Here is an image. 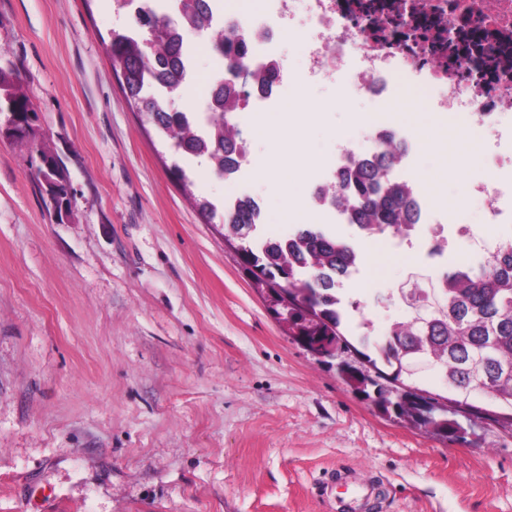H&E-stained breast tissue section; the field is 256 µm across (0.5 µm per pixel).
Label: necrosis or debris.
Wrapping results in <instances>:
<instances>
[{
    "instance_id": "1",
    "label": "necrosis or debris",
    "mask_w": 512,
    "mask_h": 512,
    "mask_svg": "<svg viewBox=\"0 0 512 512\" xmlns=\"http://www.w3.org/2000/svg\"><path fill=\"white\" fill-rule=\"evenodd\" d=\"M267 14L243 11L224 0L226 28L244 34L254 63L282 62L284 32L298 30L292 49L296 72L279 76L275 92L256 93L257 111L276 108L308 84L329 81L339 103L365 97L367 152L391 125L393 101L428 99L442 123L431 136L412 132L416 150L434 145L445 124L464 117L474 134L512 107V0H270ZM462 201L449 223H430V245L447 250L449 240L479 242L486 254L495 241L476 239L472 202L482 205L486 224L512 218V131L490 152L487 167L466 174Z\"/></svg>"
}]
</instances>
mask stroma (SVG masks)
Listing matches in <instances>:
<instances>
[{"label":"stroma","instance_id":"obj_1","mask_svg":"<svg viewBox=\"0 0 512 512\" xmlns=\"http://www.w3.org/2000/svg\"><path fill=\"white\" fill-rule=\"evenodd\" d=\"M133 24L119 0H0V60L38 115L29 140L0 139V512H337L321 489L330 472L376 481L368 512H512V424L490 397L459 416L465 439L452 443L383 415L338 371H373L355 321L404 318L409 275L468 265L464 254L326 225L364 264L343 281L351 346L325 358L269 311L222 216L195 205L245 188L261 203V235L293 233L288 199L308 190L300 168L335 140L360 141L353 117L366 103L305 87L278 122L301 118L300 148L240 123L277 181L227 180L199 159L182 188L105 52ZM36 144L70 176L66 223L34 179ZM486 156L485 140L451 136L413 172L453 206Z\"/></svg>","mask_w":512,"mask_h":512}]
</instances>
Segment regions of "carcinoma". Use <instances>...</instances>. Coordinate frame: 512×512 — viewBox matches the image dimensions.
<instances>
[{"instance_id":"obj_1","label":"carcinoma","mask_w":512,"mask_h":512,"mask_svg":"<svg viewBox=\"0 0 512 512\" xmlns=\"http://www.w3.org/2000/svg\"><path fill=\"white\" fill-rule=\"evenodd\" d=\"M176 15L156 5L139 6L136 28L116 33L106 45V54L129 101L168 141L176 156L169 170L187 187L191 180L182 161L205 159L213 172L224 176L239 167L243 157L241 130L231 122L246 102L244 87L234 80L213 88L222 102L221 120L209 138L196 132L200 127L191 112L173 111L165 93L182 89L187 67L186 46L178 30L188 26L209 34L208 48L224 56L227 70L248 65V41L224 29H215V18L223 10L221 0H174ZM250 89L269 92L277 79L273 64L250 70ZM13 116L15 140L23 141L33 131L37 112L23 88L16 69L0 66V113ZM32 158L35 177L49 197L59 223L71 214L69 176L61 159L38 148ZM402 149L392 136L381 139L379 150L369 159L349 158L340 171V188L333 195L336 207L350 223L371 235L398 236L419 221V207L406 183H391L389 171L399 163ZM256 209L246 201L224 210L227 235L239 237L243 230H256ZM254 285L269 292L280 290L271 308L276 318L288 324L293 336H307L321 343L324 354L348 346L341 327L342 279L349 276L354 249L344 240L311 227L300 228L286 242L270 239L254 243L242 256ZM446 287L429 313L405 325L395 326L385 343L374 347L378 359L365 355L372 366L382 362L390 369L379 377L395 384L389 389L363 371L346 364L340 368L344 382L370 400L384 415L450 441L462 438V427L444 415L430 426L413 413L410 399L427 391L396 382L400 366L409 357H422L448 383L446 401L460 408L480 411L473 398L488 395L512 417V243L496 250L493 266L458 267L442 274Z\"/></svg>"}]
</instances>
